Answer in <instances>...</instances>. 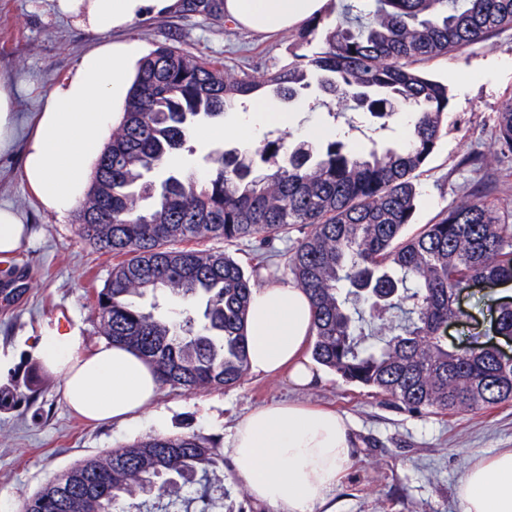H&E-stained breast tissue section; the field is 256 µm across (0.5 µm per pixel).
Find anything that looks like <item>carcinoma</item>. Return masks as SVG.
<instances>
[{
	"label": "carcinoma",
	"instance_id": "carcinoma-1",
	"mask_svg": "<svg viewBox=\"0 0 512 512\" xmlns=\"http://www.w3.org/2000/svg\"><path fill=\"white\" fill-rule=\"evenodd\" d=\"M365 17L332 16L303 29L292 61L261 79L218 61L159 45L143 61L123 120L112 130L92 186L74 210L82 237L124 256L95 292L98 332L153 365L160 384L186 392L237 384L248 370L244 321L261 271L277 276L275 256L256 257L252 274L222 251L178 248L204 238L267 243L293 224L309 232L285 256L314 310L313 358L344 381L374 390L415 413L482 410L512 401V362L481 346L448 349L440 329L461 316L459 288L473 280L512 282V202L474 199L403 237L416 210V180L448 116V85L413 62L485 41L512 27V0H373ZM322 31L318 50L300 49ZM376 118L392 104L411 110L398 147L354 150L338 138L312 146L280 137L258 147L261 169L247 173L217 151L208 173L169 172L166 191L144 179L167 166L189 131L268 89L297 99L311 88ZM494 155L512 158V100L497 115ZM161 289L204 300L203 319L147 311ZM389 326L380 347L363 344L356 324ZM0 389V407L36 399ZM217 440L197 433L155 435L85 459L55 476L21 512H165L185 489L215 502L212 477L224 469Z\"/></svg>",
	"mask_w": 512,
	"mask_h": 512
}]
</instances>
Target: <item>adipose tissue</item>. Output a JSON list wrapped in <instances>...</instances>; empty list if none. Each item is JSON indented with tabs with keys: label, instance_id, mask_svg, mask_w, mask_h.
<instances>
[{
	"label": "adipose tissue",
	"instance_id": "ef3b65f1",
	"mask_svg": "<svg viewBox=\"0 0 512 512\" xmlns=\"http://www.w3.org/2000/svg\"><path fill=\"white\" fill-rule=\"evenodd\" d=\"M183 0H57V9L96 44L51 89L26 140L22 176L40 209L61 216L87 193L93 168L127 99L147 48L128 38L139 21L180 10ZM331 0H223L224 15L269 38L327 14ZM248 370L305 388L323 375L311 359L314 312L295 283L254 290L245 319ZM37 361L63 377L69 408L90 421L138 427L158 396L151 364L124 346L86 348L79 328L41 336ZM351 422L336 410L278 401L240 416L224 441L235 481L276 512H336V493L354 458ZM463 512H512V448L471 461L460 476Z\"/></svg>",
	"mask_w": 512,
	"mask_h": 512
}]
</instances>
